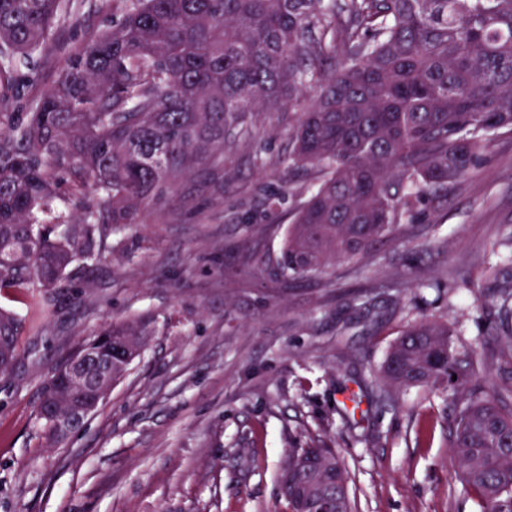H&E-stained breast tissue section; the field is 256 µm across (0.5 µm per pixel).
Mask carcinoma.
I'll list each match as a JSON object with an SVG mask.
<instances>
[{
    "instance_id": "cac0c4a2",
    "label": "carcinoma",
    "mask_w": 512,
    "mask_h": 512,
    "mask_svg": "<svg viewBox=\"0 0 512 512\" xmlns=\"http://www.w3.org/2000/svg\"><path fill=\"white\" fill-rule=\"evenodd\" d=\"M123 2L22 119L0 111V288H38L52 303L75 260H99L108 233L174 200L179 183L251 138L268 106L314 82L290 159L320 178L288 226L282 276L364 258L512 131V0ZM74 6L0 0V108ZM334 59V70H318ZM71 197L90 203L53 237L48 218ZM491 303L500 319L486 343L511 357L512 284ZM22 329L0 308L1 336ZM98 335L139 350L147 333L127 321ZM452 336L446 321L410 325L350 401L394 406L416 387L438 394L450 457L481 512H512V384L496 383L488 355L457 350ZM280 483L289 512L319 496L354 512L345 465L321 438L289 450Z\"/></svg>"
}]
</instances>
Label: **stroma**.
I'll list each match as a JSON object with an SVG mask.
<instances>
[{"instance_id":"1","label":"stroma","mask_w":512,"mask_h":512,"mask_svg":"<svg viewBox=\"0 0 512 512\" xmlns=\"http://www.w3.org/2000/svg\"><path fill=\"white\" fill-rule=\"evenodd\" d=\"M118 7L79 0V21H57L11 111L43 95L71 49ZM299 114L265 112L225 168L188 178L171 206L112 233L98 262H76L83 303L68 288L49 306L0 289V307L25 323L20 358L0 376V512H286L278 475L288 451L324 432L350 474L356 512H480L447 430L419 434L443 408L438 395L414 388L399 408L355 419L343 389L372 379L421 316L452 324L462 350L496 320L482 301L494 291L483 267L491 251L512 249V132L364 260L291 280L273 260L317 177L289 160ZM360 291L366 305L350 304ZM140 319L147 344L107 401L82 430L49 441L38 417L43 381L100 326Z\"/></svg>"}]
</instances>
